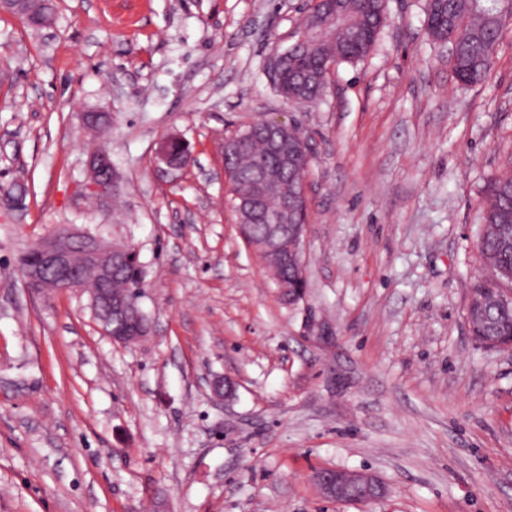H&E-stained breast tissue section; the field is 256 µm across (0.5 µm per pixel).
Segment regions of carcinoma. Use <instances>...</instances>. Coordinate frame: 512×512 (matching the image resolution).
I'll return each instance as SVG.
<instances>
[{"label":"carcinoma","mask_w":512,"mask_h":512,"mask_svg":"<svg viewBox=\"0 0 512 512\" xmlns=\"http://www.w3.org/2000/svg\"><path fill=\"white\" fill-rule=\"evenodd\" d=\"M343 6L357 34L336 29L327 46L299 48L288 59V68L280 73L281 82L294 88L301 97L309 98L317 92L324 58L332 56L338 64L362 60L371 52L386 22L385 0H343ZM510 11L512 6L508 0H433L425 6L431 36L459 48V54L450 60L457 81L465 85L485 81L492 67L501 18ZM261 158L271 167L276 165V160L267 155L256 135L245 141L238 156L229 162L228 178L236 194L243 196L252 191L251 170ZM483 193L485 205L478 248L484 258L493 260V268L491 276L474 283L470 296L485 300L490 308V319L485 325L470 326V333L512 345V306L506 308L498 303L504 287L512 288V175L489 178ZM143 282L144 267L136 260L112 277V294L127 296L130 288Z\"/></svg>","instance_id":"1"}]
</instances>
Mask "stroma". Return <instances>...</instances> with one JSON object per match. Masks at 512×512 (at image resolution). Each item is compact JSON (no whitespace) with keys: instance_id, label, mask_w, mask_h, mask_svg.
<instances>
[{"instance_id":"35a3bbf8","label":"stroma","mask_w":512,"mask_h":512,"mask_svg":"<svg viewBox=\"0 0 512 512\" xmlns=\"http://www.w3.org/2000/svg\"><path fill=\"white\" fill-rule=\"evenodd\" d=\"M310 3L55 0L38 34L0 12V512H512V350L466 319L480 190L512 171V15L464 87L424 0H387L372 52L291 104L271 67ZM87 111L111 113L104 136ZM261 117L309 145L292 305L224 176L225 138ZM172 134L187 168L155 154ZM96 148L108 197L85 188ZM64 226L138 250L149 336L116 343L88 294L28 288L19 255ZM325 467L388 492L327 500Z\"/></svg>"}]
</instances>
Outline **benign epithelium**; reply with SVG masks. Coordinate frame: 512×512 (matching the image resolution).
<instances>
[{
	"label": "benign epithelium",
	"mask_w": 512,
	"mask_h": 512,
	"mask_svg": "<svg viewBox=\"0 0 512 512\" xmlns=\"http://www.w3.org/2000/svg\"><path fill=\"white\" fill-rule=\"evenodd\" d=\"M341 0H331L324 11L313 13L308 26L299 39L304 42L336 26L340 16ZM28 0H0V10L16 15L27 22L33 12ZM85 129L103 133L112 125L109 112H83ZM265 136L268 151L279 161V169L259 168L253 180L256 192L242 202L249 224H262L265 233L260 243L251 244L271 259L280 263L290 261L304 270L303 242L305 225L294 226L292 251L285 250L282 242L285 225L291 223L299 201L307 196V175L296 168L297 151L288 147V132L296 131L292 125L279 119L260 118L253 122ZM289 173L300 185V193L289 196L282 190L283 175ZM117 175L110 157L104 152L90 156L87 171L88 188L100 195L114 192ZM137 254L129 245H109L97 236L82 231H61L33 243L19 258L21 271L34 290L53 294L63 290L86 291L90 296L93 316L98 319L102 333L121 344L141 340L150 332V322L141 307L123 298L112 296V274L126 266ZM321 494L328 499L348 500L355 493V500L365 502L377 499L385 493L384 485L367 473L324 468L313 475Z\"/></svg>",
	"instance_id": "obj_1"
}]
</instances>
